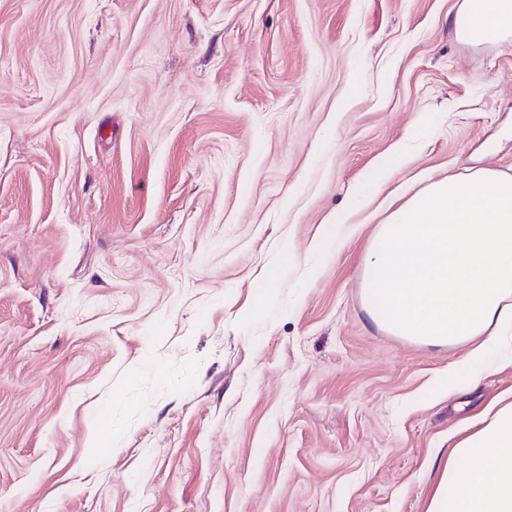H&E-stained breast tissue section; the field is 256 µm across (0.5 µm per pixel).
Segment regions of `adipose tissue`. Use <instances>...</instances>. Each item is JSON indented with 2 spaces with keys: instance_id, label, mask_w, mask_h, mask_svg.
I'll use <instances>...</instances> for the list:
<instances>
[{
  "instance_id": "1",
  "label": "adipose tissue",
  "mask_w": 512,
  "mask_h": 512,
  "mask_svg": "<svg viewBox=\"0 0 512 512\" xmlns=\"http://www.w3.org/2000/svg\"><path fill=\"white\" fill-rule=\"evenodd\" d=\"M467 38L512 33V0H466ZM371 322L465 345L482 365L512 332V175L477 168L431 181L390 212L363 257ZM426 512H512V401L489 410L438 471Z\"/></svg>"
}]
</instances>
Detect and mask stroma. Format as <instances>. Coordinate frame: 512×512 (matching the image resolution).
Returning a JSON list of instances; mask_svg holds the SVG:
<instances>
[{"label":"stroma","mask_w":512,"mask_h":512,"mask_svg":"<svg viewBox=\"0 0 512 512\" xmlns=\"http://www.w3.org/2000/svg\"><path fill=\"white\" fill-rule=\"evenodd\" d=\"M462 2L0 0V512H425L512 347L370 324L361 256L512 175Z\"/></svg>","instance_id":"obj_1"}]
</instances>
